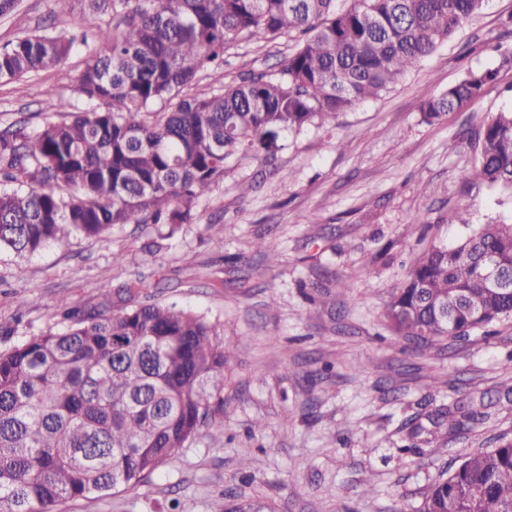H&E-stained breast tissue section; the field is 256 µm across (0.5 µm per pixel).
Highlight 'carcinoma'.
Listing matches in <instances>:
<instances>
[{
	"label": "carcinoma",
	"instance_id": "obj_1",
	"mask_svg": "<svg viewBox=\"0 0 512 512\" xmlns=\"http://www.w3.org/2000/svg\"><path fill=\"white\" fill-rule=\"evenodd\" d=\"M486 0H99L70 32L35 33L0 51V83L88 49L75 92L47 91L60 119L0 132V250L33 255L123 224H189L241 156L274 157L282 136L378 98L481 13ZM297 41L281 70L205 97L188 94L238 39ZM497 71H468L427 99L447 119ZM465 182L512 197V110L482 127ZM499 287L489 286L491 273ZM141 282L101 289V309L60 305L67 324L0 348V512H60L127 491L203 427L224 434L223 330L176 305L133 303ZM385 317L432 344L512 318V223L479 224L425 251ZM419 512H512V438L467 457Z\"/></svg>",
	"mask_w": 512,
	"mask_h": 512
}]
</instances>
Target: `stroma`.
<instances>
[{
	"mask_svg": "<svg viewBox=\"0 0 512 512\" xmlns=\"http://www.w3.org/2000/svg\"><path fill=\"white\" fill-rule=\"evenodd\" d=\"M83 9V0H18L0 16V48L74 29ZM510 14L512 0H487L380 97L287 134L270 162L231 163L193 223L128 224L25 258L0 252V323L16 325L0 347L52 327L58 304L91 310L102 286L139 276L152 301L207 316L230 345L223 436L197 435L136 488L63 512H418L443 473L512 437L501 400L512 387V319L424 346L384 318L405 270L457 239L461 219L512 222L511 199L458 177L484 121L512 109V68L500 64ZM293 49L286 36L236 42L192 92L276 73ZM85 55L74 45L59 67L0 84V131L21 121L32 132L52 117L46 90L74 98ZM486 69L498 77L478 100L423 122V101ZM260 239L271 251H256ZM477 399L487 418L451 427L449 414Z\"/></svg>",
	"mask_w": 512,
	"mask_h": 512,
	"instance_id": "1",
	"label": "stroma"
}]
</instances>
